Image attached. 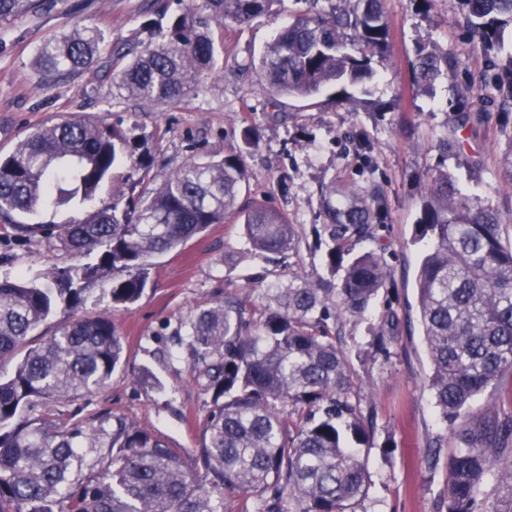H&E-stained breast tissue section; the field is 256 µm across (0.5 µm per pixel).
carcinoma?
I'll list each match as a JSON object with an SVG mask.
<instances>
[{
  "instance_id": "1",
  "label": "carcinoma",
  "mask_w": 512,
  "mask_h": 512,
  "mask_svg": "<svg viewBox=\"0 0 512 512\" xmlns=\"http://www.w3.org/2000/svg\"><path fill=\"white\" fill-rule=\"evenodd\" d=\"M182 13L157 40L106 50L97 26H77L40 42L35 65L46 81L101 60L117 88L143 102L176 104L216 69L224 47L213 29L243 26L273 0H180ZM327 12L302 14L268 43L256 82L272 95L306 99L336 89L349 102L366 93L372 60L389 48L382 0H337ZM465 22L492 47L512 26V0H460ZM31 0H0V22L25 14ZM450 69L425 47L414 79L428 85ZM512 102V62L494 74ZM145 165L116 125L72 117L46 123L0 156V224L18 237L56 241L76 262L43 282L0 278V512H224V491L252 501L244 512H357L368 497L360 447L368 434L343 330L367 315L389 278L384 254L355 247L374 238L388 216L381 192L326 186L325 260L341 270L327 288L295 276L266 290L254 320L229 298L204 303L176 331L208 414L199 448L186 463L160 438L102 411L58 425L47 404H69L105 386L120 366L124 341L108 317L61 323L35 343L31 334L59 307L75 309L93 287L112 281V303L138 301L152 259L241 213L250 248L264 255L297 251L287 214L255 203L238 210L243 154L186 161L134 198L114 184L120 162ZM348 198L336 208V195ZM67 210L66 222L24 223L23 216ZM489 207L473 204L444 177L415 224L427 243L416 277L418 318L432 373L428 390L453 427L477 396L512 377V246L502 243ZM98 254L95 264L80 259ZM121 273L109 278L110 273ZM386 310L371 326L375 353L388 359L398 333ZM104 471H96L97 466ZM448 493L439 512H512V415L470 420L446 460ZM496 489L483 488L486 478Z\"/></svg>"
}]
</instances>
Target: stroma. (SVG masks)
I'll use <instances>...</instances> for the list:
<instances>
[{"mask_svg":"<svg viewBox=\"0 0 512 512\" xmlns=\"http://www.w3.org/2000/svg\"><path fill=\"white\" fill-rule=\"evenodd\" d=\"M390 26L385 57L374 58L375 78L365 102L334 105L325 98L271 97L244 68L258 62L276 30L296 15L329 10L328 0H278L245 27L223 30L222 71L201 77L200 86L175 104H149L118 90L101 67L44 84L34 67L43 38L93 24L107 45L150 41L158 26L179 14L177 0H45L38 12L0 25V155L12 153L37 126L73 115L100 123H122L136 155L150 160L151 174L204 155L244 153L247 181L243 197L288 215L299 233L290 258L266 259L250 252L236 218L211 225L200 237L156 258L141 298L114 308L107 292L94 289L77 309L59 312L42 325L83 315L111 317L124 339L120 368L105 387L79 400L83 417L107 409L162 437L182 457L200 443L208 408L193 380L189 361L172 342L174 331L205 302L232 298L246 313L262 308L261 288L287 282L291 273L309 281L331 274L323 250L314 246L321 223V185L381 188L389 203L385 224L361 250L385 245L390 278L373 305L393 310L401 321L390 360L381 367L366 360L369 324L346 327V352L361 387L360 408L371 422L365 449L370 490L364 512H437L446 492L444 466L429 467L434 446L458 447V429L446 427L433 406L427 381L431 364L417 316L415 277L423 247L413 241L414 225L436 178L449 176L500 216V234L512 244V107L503 108L493 83L495 65L512 56V26L503 50H483L467 27L459 0H431L420 10L415 0H384ZM448 56L450 76L420 87L412 81L419 46ZM458 128L462 152H446L439 141ZM259 128L261 140L246 151L244 132ZM371 145L364 163L354 142ZM71 257L55 243L21 240L0 224V277L33 281ZM152 372L160 388H144L137 378Z\"/></svg>","mask_w":512,"mask_h":512,"instance_id":"stroma-1","label":"stroma"}]
</instances>
